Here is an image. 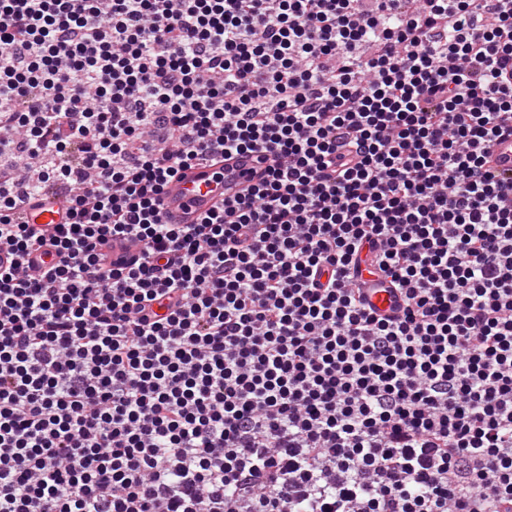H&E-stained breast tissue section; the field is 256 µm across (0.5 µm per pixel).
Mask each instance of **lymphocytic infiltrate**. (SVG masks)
Masks as SVG:
<instances>
[{"label":"lymphocytic infiltrate","mask_w":512,"mask_h":512,"mask_svg":"<svg viewBox=\"0 0 512 512\" xmlns=\"http://www.w3.org/2000/svg\"><path fill=\"white\" fill-rule=\"evenodd\" d=\"M365 2L0 0V512H512V0ZM486 167L500 176H510L512 173V133L507 127L487 154ZM268 164L269 161L258 163L256 156H252L226 161L224 170L222 164L185 170L164 189L163 211L167 220L171 224H192L199 213L235 198ZM27 224H62L65 222V203L56 195L49 194L27 209Z\"/></svg>","instance_id":"lymphocytic-infiltrate-1"}]
</instances>
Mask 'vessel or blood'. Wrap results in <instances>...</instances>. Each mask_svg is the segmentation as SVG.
I'll return each instance as SVG.
<instances>
[{"label": "vessel or blood", "mask_w": 512, "mask_h": 512, "mask_svg": "<svg viewBox=\"0 0 512 512\" xmlns=\"http://www.w3.org/2000/svg\"><path fill=\"white\" fill-rule=\"evenodd\" d=\"M486 166L501 176L512 174V132L504 131L487 154ZM263 166L255 158L226 161L224 166L200 165L189 168L167 183L163 192V211L170 223L190 224L199 213L232 200L245 186L255 181ZM66 217L65 204L55 195H47L29 207L30 224H61Z\"/></svg>", "instance_id": "obj_1"}]
</instances>
